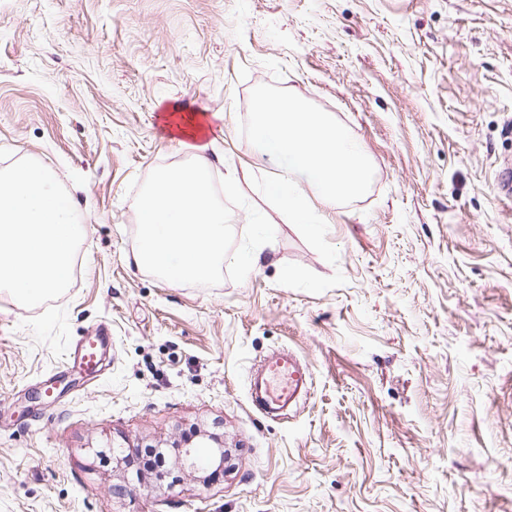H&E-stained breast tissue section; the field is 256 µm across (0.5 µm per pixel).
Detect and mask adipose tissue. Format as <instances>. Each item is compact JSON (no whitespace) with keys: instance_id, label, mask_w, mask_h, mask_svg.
Returning a JSON list of instances; mask_svg holds the SVG:
<instances>
[{"instance_id":"adipose-tissue-1","label":"adipose tissue","mask_w":512,"mask_h":512,"mask_svg":"<svg viewBox=\"0 0 512 512\" xmlns=\"http://www.w3.org/2000/svg\"><path fill=\"white\" fill-rule=\"evenodd\" d=\"M172 113L176 121L169 133L194 155L195 163L156 175L138 205L142 244L133 261L174 281L204 279L225 258L224 211L213 203L207 186L205 152L211 126L206 113L187 112L178 105Z\"/></svg>"}]
</instances>
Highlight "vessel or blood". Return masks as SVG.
Segmentation results:
<instances>
[{
	"label": "vessel or blood",
	"mask_w": 512,
	"mask_h": 512,
	"mask_svg": "<svg viewBox=\"0 0 512 512\" xmlns=\"http://www.w3.org/2000/svg\"><path fill=\"white\" fill-rule=\"evenodd\" d=\"M495 192L500 199L512 200V160L503 159L496 174ZM108 341L105 328H98L91 336L82 337L69 359L73 372L95 371ZM306 384V370L294 354L285 352L269 358L263 374L254 384L255 393L267 408L280 409L296 401Z\"/></svg>",
	"instance_id": "obj_1"
}]
</instances>
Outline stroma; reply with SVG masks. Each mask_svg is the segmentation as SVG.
<instances>
[{"label": "stroma", "instance_id": "stroma-1", "mask_svg": "<svg viewBox=\"0 0 512 512\" xmlns=\"http://www.w3.org/2000/svg\"><path fill=\"white\" fill-rule=\"evenodd\" d=\"M271 83L350 131L369 191L322 209L325 261L253 186L242 137ZM219 113V273L136 267L137 204L193 159L173 105ZM512 0H0V168L45 165L85 233L57 301L72 340L107 326L98 372L52 387L64 359L41 314L0 291V512H512ZM258 249L255 266L232 255ZM299 264L345 285H279ZM286 349L308 395L274 418L248 378ZM224 442L202 483L124 481L109 447ZM495 192L501 200H512V161L504 158L498 167L496 174Z\"/></svg>", "mask_w": 512, "mask_h": 512}]
</instances>
